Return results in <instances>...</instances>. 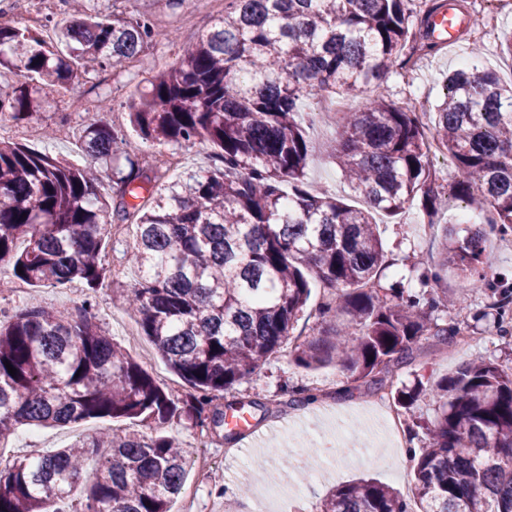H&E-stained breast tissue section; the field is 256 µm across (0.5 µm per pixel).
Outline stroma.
Returning <instances> with one entry per match:
<instances>
[{
  "mask_svg": "<svg viewBox=\"0 0 512 512\" xmlns=\"http://www.w3.org/2000/svg\"><path fill=\"white\" fill-rule=\"evenodd\" d=\"M189 0L172 4L171 0H136L134 8L146 14L156 28L172 32V39H154L137 59L136 65L108 69L79 77L69 90L45 89L40 93V107L28 120L18 123L19 142L40 151L64 156L74 164L85 161L81 152V134L85 111L73 107L81 100L85 110H97L107 103L104 119L121 133H129L128 102L142 89L147 74L164 70L176 62L183 44L197 39L214 23L204 15L195 30L182 29L180 20L190 9ZM476 25H469L457 47L441 48L432 55H415L409 62H397L388 72L383 86L396 104L414 99L423 114L433 112L443 95L445 75L469 60L479 51L484 67L495 70L500 78L512 82V57L502 53L501 43L512 36V12L499 13L491 35L480 37ZM339 130L338 122L315 123L308 128L313 152L306 169L305 182L310 191L327 193L355 202L356 196L329 158L327 144ZM444 227L422 223L416 206L409 205L392 223L381 224L379 231L388 267L384 284L401 283L403 288L419 285V276L430 262L439 258V244ZM135 239L134 228L109 239L106 248L108 265H122L124 274L106 283L96 295L94 313L97 322L152 376L156 384L175 399H184L188 387L162 361L148 338L139 334V325L126 305L128 289L141 273L125 260L128 244ZM439 289L465 294L462 305L448 309L449 321L468 328L477 338L466 349L448 353L424 347L405 368L389 374L386 392L395 394L402 386H413L417 380L436 381L452 375L463 363L484 357L496 365L512 366V335L496 334L493 317L487 316V291L462 288L456 273H448ZM37 295L41 305L53 311L76 312L82 299L72 288L32 289L0 288V319L13 315L30 295ZM340 367L331 365L318 370L299 367L289 353L261 365L252 378L238 386L234 393H218L215 402L223 405L231 397L255 401L251 436L226 443L222 431L201 432L184 420H173L164 428L189 448L191 464L184 489L173 504V512H275L276 506H293L291 492L303 488L308 512H315L320 500L332 486L348 484L361 478L373 480L410 495L414 492V463L407 450L390 449L382 423V411L374 397L354 393L341 398L336 391L345 381ZM307 385L318 388V407L278 411L275 401L284 386ZM124 419H91L65 427L17 429L0 456L14 459L37 456L69 445L76 436L94 435L101 431L126 428ZM345 443L347 455L328 453V446ZM310 465V476L300 483L284 467L285 459Z\"/></svg>",
  "mask_w": 512,
  "mask_h": 512,
  "instance_id": "1",
  "label": "stroma"
}]
</instances>
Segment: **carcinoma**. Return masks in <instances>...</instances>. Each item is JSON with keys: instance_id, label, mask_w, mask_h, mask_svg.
<instances>
[{"instance_id": "1", "label": "carcinoma", "mask_w": 512, "mask_h": 512, "mask_svg": "<svg viewBox=\"0 0 512 512\" xmlns=\"http://www.w3.org/2000/svg\"><path fill=\"white\" fill-rule=\"evenodd\" d=\"M429 2L422 48L432 54L440 43L429 20L445 2ZM410 4L228 0L211 29L145 79L146 91L128 104L143 143L182 148L207 139L218 148L213 169L166 183L156 155L119 152L127 141L96 112L87 113L80 167L0 139V288L10 280L45 288L80 281L91 297L110 277L112 230L136 226L128 261L142 277L127 305L189 386L186 399H172L94 323L89 299L75 315L36 301L18 309L0 321V444L20 425L109 417L138 427L0 467V512H55L56 501L80 488L77 512H171L189 451L158 429L181 418L224 426L216 393L283 352L311 273L336 290L318 310L336 324L290 353L305 369L342 367L345 393L381 390L429 336L455 345L459 328L439 315L445 301L432 287L449 267L464 287L489 290L497 319L512 320V295L497 293L498 273L483 261L481 227L462 236L444 227L441 262L422 273L419 290L380 283L386 260L376 216L414 203L434 224L445 205L422 122L383 88L411 42ZM54 28L49 43L22 21L0 20V77L16 78L0 87V115L24 121L39 90H66L82 74L121 66L162 35L144 15L94 5ZM336 91L363 99L344 113L328 146L360 207L305 183L311 149L297 121L300 104ZM431 134L453 159L456 192L487 211L499 232H511L512 83L473 61L454 71ZM97 163L111 169L108 195ZM428 387L439 406L414 457L421 512H512V372L468 362ZM280 393L290 408L316 398L303 385ZM92 455L98 474L86 485ZM317 512L413 510L390 487L359 480L332 490Z\"/></svg>"}]
</instances>
